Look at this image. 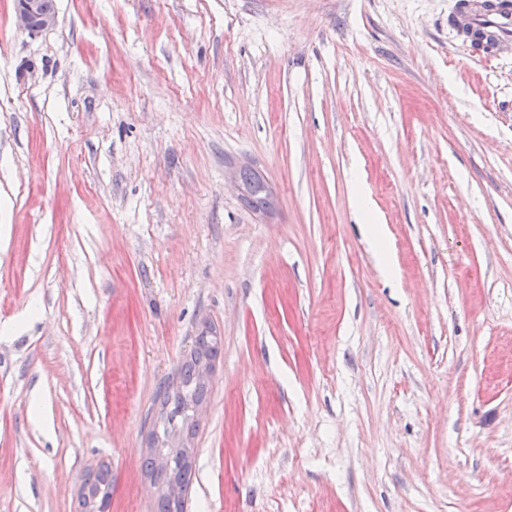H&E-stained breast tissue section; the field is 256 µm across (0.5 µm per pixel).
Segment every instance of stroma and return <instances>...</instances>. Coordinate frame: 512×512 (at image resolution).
<instances>
[{
    "mask_svg": "<svg viewBox=\"0 0 512 512\" xmlns=\"http://www.w3.org/2000/svg\"><path fill=\"white\" fill-rule=\"evenodd\" d=\"M455 4L0 0V512H155L206 326L190 512H512V49ZM16 26L29 34H37L55 25L57 15L47 11L43 0H14ZM242 183L250 196L244 197V200L250 207L259 210L271 205L272 199L267 186L255 173L244 172L242 174ZM222 336H217L212 328L203 329L195 337V344L190 357L179 367L176 377L162 390L157 422L150 430L147 440L149 454L146 458V471L162 492L157 502V512H186L189 503V490L192 478V454L194 448L187 447L185 439L172 432H183L192 445L199 421L192 416L191 406L203 401L208 394V383L212 369L202 365L213 366L221 354ZM167 443H166V435ZM189 456H191L189 460ZM167 458V463H157V459ZM176 486L178 495L172 496L170 488ZM82 494L83 512H103L112 496V476L109 468L85 478ZM95 509H98L95 511Z\"/></svg>",
    "mask_w": 512,
    "mask_h": 512,
    "instance_id": "stroma-1",
    "label": "stroma"
}]
</instances>
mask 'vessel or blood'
I'll return each instance as SVG.
<instances>
[{"label":"vessel or blood","mask_w":512,"mask_h":512,"mask_svg":"<svg viewBox=\"0 0 512 512\" xmlns=\"http://www.w3.org/2000/svg\"><path fill=\"white\" fill-rule=\"evenodd\" d=\"M457 9L465 19L457 36L472 57L489 58L512 43V0H457Z\"/></svg>","instance_id":"obj_1"}]
</instances>
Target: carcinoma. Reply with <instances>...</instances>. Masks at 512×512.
<instances>
[{"label":"carcinoma","instance_id":"obj_1","mask_svg":"<svg viewBox=\"0 0 512 512\" xmlns=\"http://www.w3.org/2000/svg\"><path fill=\"white\" fill-rule=\"evenodd\" d=\"M242 183L249 197L246 203L258 210L271 204V196L264 181L252 172L242 174ZM222 337L213 329L206 328L195 337L190 357L179 367L176 377L162 390L157 422L150 430L147 440L149 454L146 471L161 488L157 512H187L189 490L192 478L191 448H171L166 435L183 432L187 440L195 438L199 421L192 416L191 406L202 401L208 394V385L198 376L202 365H213L221 354ZM178 488V495L170 493L171 487ZM112 496V476L109 468H102L96 474L85 478L82 494L83 512H103Z\"/></svg>","mask_w":512,"mask_h":512}]
</instances>
